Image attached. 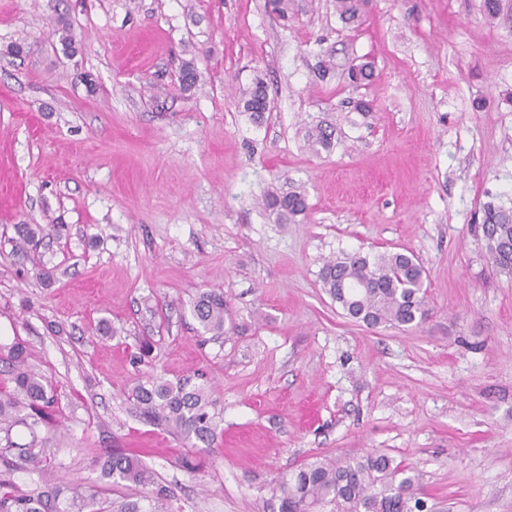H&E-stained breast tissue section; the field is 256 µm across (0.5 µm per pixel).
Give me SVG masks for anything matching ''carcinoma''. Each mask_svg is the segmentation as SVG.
Segmentation results:
<instances>
[{
	"mask_svg": "<svg viewBox=\"0 0 512 512\" xmlns=\"http://www.w3.org/2000/svg\"><path fill=\"white\" fill-rule=\"evenodd\" d=\"M363 0H336V13L342 22L361 21ZM482 11L488 23L500 19L502 0H483ZM374 65L363 62L348 69L350 82L371 81ZM266 87L260 80L245 93L244 111L259 120L268 110ZM308 146L317 152L332 146V133L319 126L309 132ZM266 207L277 221L285 223L307 210L305 196L299 193L266 196ZM481 230L489 260L501 272L512 275V209L486 206ZM326 293L349 317L369 326L390 324L418 326L425 322L427 273L414 255L389 252L371 258L360 253L345 254L327 262L321 273ZM193 311L204 331L215 336L226 333L228 315L224 293L202 292ZM27 350L21 341L11 347L10 362L0 377V512H145L139 501H126L117 508L101 500L93 485L73 482L38 493L21 491L11 479L18 469H38L47 448L50 430L59 413L58 399L49 392L45 377L26 363ZM139 417L164 425L190 448L208 449L217 438L218 421L213 412L209 387L187 378L176 383L149 377L132 393ZM25 427L30 441L19 444L13 430ZM103 476L115 483L149 487L153 473L138 457L114 449L102 463ZM418 477L412 470L384 455L351 458H323L280 477L276 484L278 512H320L330 504L336 512H413L420 500L414 498Z\"/></svg>",
	"mask_w": 512,
	"mask_h": 512,
	"instance_id": "1",
	"label": "carcinoma"
}]
</instances>
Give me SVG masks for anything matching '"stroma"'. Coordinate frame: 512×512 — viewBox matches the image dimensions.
Instances as JSON below:
<instances>
[{"label": "stroma", "mask_w": 512, "mask_h": 512, "mask_svg": "<svg viewBox=\"0 0 512 512\" xmlns=\"http://www.w3.org/2000/svg\"><path fill=\"white\" fill-rule=\"evenodd\" d=\"M481 3L368 0L350 29L334 0L284 19L268 0H0V362L23 340L61 409L40 468L12 475L23 491L143 499L96 466L130 448L168 512H271L282 474L372 452L419 474L425 512H512V276L477 230L486 204L512 208V20ZM349 58L371 82L345 79ZM361 97L372 112L349 111ZM320 124L334 147L316 154ZM270 191L306 212L277 223ZM18 224L36 230L26 256ZM395 251L427 272L429 320L346 316L323 264ZM212 288L233 324L219 338L193 312ZM199 374L219 436L190 474L193 449L127 396ZM268 106L266 87L261 80H256L245 93L244 112H249L254 120H260Z\"/></svg>", "instance_id": "obj_1"}]
</instances>
